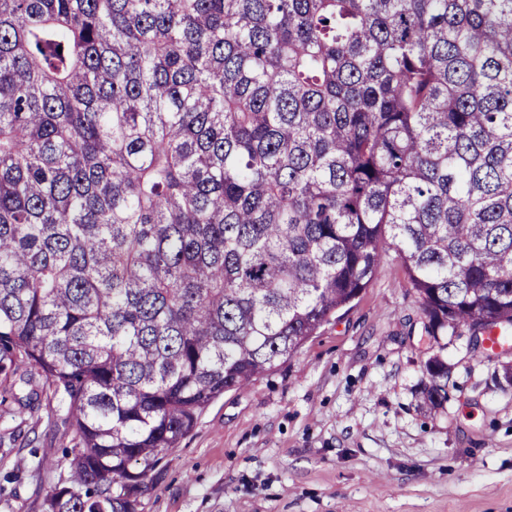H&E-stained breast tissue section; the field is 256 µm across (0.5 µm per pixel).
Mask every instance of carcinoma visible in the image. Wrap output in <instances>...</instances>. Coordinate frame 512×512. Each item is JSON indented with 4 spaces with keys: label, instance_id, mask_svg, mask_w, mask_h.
<instances>
[{
    "label": "carcinoma",
    "instance_id": "carcinoma-1",
    "mask_svg": "<svg viewBox=\"0 0 512 512\" xmlns=\"http://www.w3.org/2000/svg\"><path fill=\"white\" fill-rule=\"evenodd\" d=\"M390 248L429 339L508 343L512 0H0V410L76 434L41 512H138Z\"/></svg>",
    "mask_w": 512,
    "mask_h": 512
}]
</instances>
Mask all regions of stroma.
I'll list each match as a JSON object with an SVG mask.
<instances>
[{"instance_id": "stroma-1", "label": "stroma", "mask_w": 512, "mask_h": 512, "mask_svg": "<svg viewBox=\"0 0 512 512\" xmlns=\"http://www.w3.org/2000/svg\"><path fill=\"white\" fill-rule=\"evenodd\" d=\"M395 255L287 362L225 393L162 455L139 512H512V383L468 335L430 347ZM448 364L443 410L420 405ZM74 434L46 411L0 419V512H38ZM38 455H31V448Z\"/></svg>"}]
</instances>
